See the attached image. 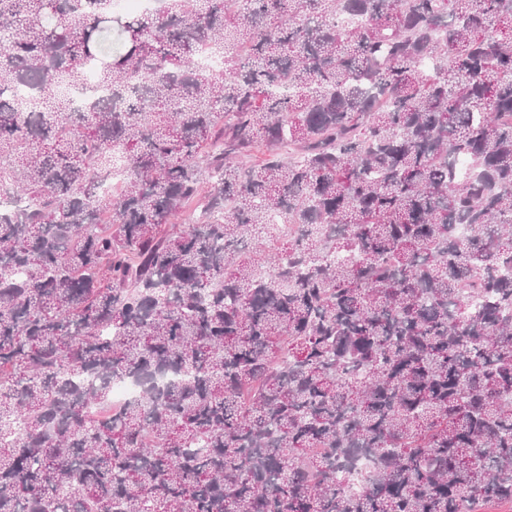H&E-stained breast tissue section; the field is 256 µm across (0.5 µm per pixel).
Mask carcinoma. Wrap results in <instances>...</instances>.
<instances>
[{
	"label": "carcinoma",
	"instance_id": "cac0c4a2",
	"mask_svg": "<svg viewBox=\"0 0 512 512\" xmlns=\"http://www.w3.org/2000/svg\"><path fill=\"white\" fill-rule=\"evenodd\" d=\"M0 191V512L512 505V0H0Z\"/></svg>",
	"mask_w": 512,
	"mask_h": 512
}]
</instances>
